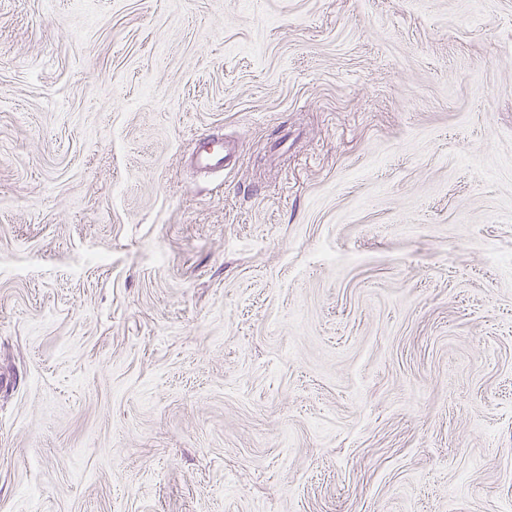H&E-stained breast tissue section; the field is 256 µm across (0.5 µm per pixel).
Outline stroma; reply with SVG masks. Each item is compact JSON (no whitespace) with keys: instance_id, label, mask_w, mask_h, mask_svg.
Returning <instances> with one entry per match:
<instances>
[{"instance_id":"obj_1","label":"stroma","mask_w":512,"mask_h":512,"mask_svg":"<svg viewBox=\"0 0 512 512\" xmlns=\"http://www.w3.org/2000/svg\"><path fill=\"white\" fill-rule=\"evenodd\" d=\"M0 512H512V0H0ZM235 154L234 144H225L217 136L204 138L195 147L191 164L203 171L223 172L228 169Z\"/></svg>"}]
</instances>
